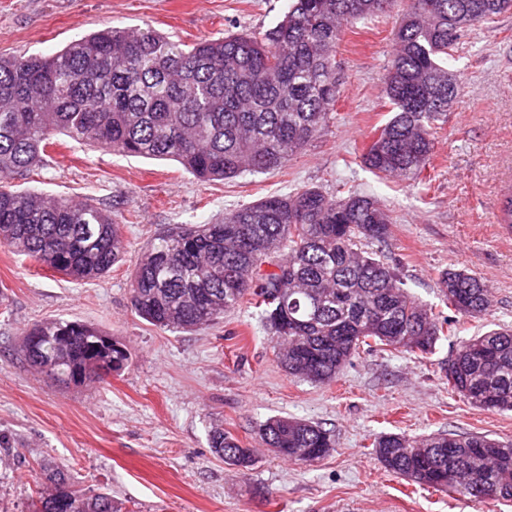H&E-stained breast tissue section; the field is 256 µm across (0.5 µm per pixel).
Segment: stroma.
<instances>
[{
    "mask_svg": "<svg viewBox=\"0 0 512 512\" xmlns=\"http://www.w3.org/2000/svg\"><path fill=\"white\" fill-rule=\"evenodd\" d=\"M287 0H0V55H52L112 23L151 25L192 44L272 27ZM402 14L345 25L336 52L339 96L325 131L266 174L198 181L173 161L126 156L60 135L20 190L91 199L121 226L126 250L104 277L75 281L0 245V512H29L47 469L75 489L110 493L121 512H512L511 500L462 497L387 472L372 443L385 433L512 440V413L473 406L440 369L462 340L512 326V232L493 220L512 187V11L459 40L448 67L459 92L437 122L426 185L380 177L363 148L391 116L383 76ZM355 192L385 206L386 242L369 251L440 316L445 269L490 289L492 305L461 321L427 357L361 348L336 381L289 375L258 309L244 306L192 332L150 325L131 307L129 284L145 245L178 225L207 224L271 194L306 188ZM47 320L82 321L131 354L104 382L75 387L47 378L21 351ZM321 424L336 447L314 462L278 456L262 441L268 418ZM221 427L252 450L238 468L209 446Z\"/></svg>",
    "mask_w": 512,
    "mask_h": 512,
    "instance_id": "stroma-1",
    "label": "stroma"
}]
</instances>
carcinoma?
Masks as SVG:
<instances>
[{
	"mask_svg": "<svg viewBox=\"0 0 512 512\" xmlns=\"http://www.w3.org/2000/svg\"><path fill=\"white\" fill-rule=\"evenodd\" d=\"M396 0H288L262 35L238 33L193 45L154 28L102 29L51 56H0V244L74 280L108 273L124 252L120 225L90 202L11 189L60 133L150 159H174L201 181L282 168L327 126L336 103V44L344 24ZM512 11V0H409L385 76L392 117L362 158L376 175L423 181L433 125L458 94L449 51L472 28ZM392 218L361 195L314 188L271 195L213 223L176 227L142 252L130 281L133 310L150 324L192 331L243 305L261 309L290 375L327 384L360 348L432 353L444 329L403 287L395 269L361 248L383 242ZM272 266L261 270L263 264ZM448 308L476 317L491 306L480 279L441 272ZM26 360L66 385L128 364L126 347L77 321L34 325ZM448 388L471 404L512 411V327L467 339L441 367ZM264 443L291 460L323 458L334 435L317 423L273 417ZM210 448L248 468L251 450L215 429ZM390 473L419 486L480 499L512 498V443L485 435L388 433L373 442ZM34 512H119L108 493L86 497L62 470Z\"/></svg>",
	"mask_w": 512,
	"mask_h": 512,
	"instance_id": "1",
	"label": "carcinoma"
}]
</instances>
